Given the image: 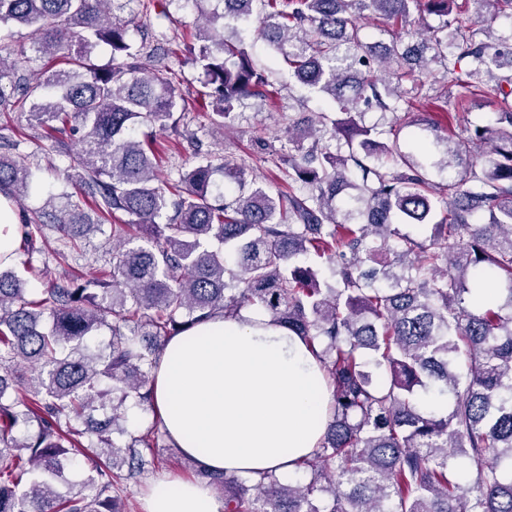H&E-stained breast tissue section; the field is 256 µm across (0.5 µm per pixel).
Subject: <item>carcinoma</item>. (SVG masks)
<instances>
[{
  "label": "carcinoma",
  "instance_id": "cac0c4a2",
  "mask_svg": "<svg viewBox=\"0 0 512 512\" xmlns=\"http://www.w3.org/2000/svg\"><path fill=\"white\" fill-rule=\"evenodd\" d=\"M114 2L0 0V29L29 37L18 49L0 42V110L29 112L59 154L70 146L58 135L79 132L83 201L131 217L112 225L110 280L53 282L31 298L0 271V512H127L120 485L155 467L159 432L117 443L124 402L152 404L170 337L246 306L311 347L331 390L329 420L299 464L306 483L209 476L224 512H512V74L495 73L512 47L491 34L501 13L512 20V0H473L481 8L468 22L446 19L452 0H222L188 47L216 128L234 104L270 95L242 35L224 39L226 21L258 22L298 81L342 114L296 123L286 196L247 186L244 168L224 163L225 184L238 190L231 203L213 196L208 161L159 182L152 142L134 131L163 130L173 117L171 40L159 32L153 65H142L135 16H117ZM414 9L445 22L430 37L413 33ZM364 10L399 28V40L364 45ZM101 43L112 51L104 65L92 57ZM25 57L45 60L33 85L20 73ZM429 62L457 98L491 97L497 110L490 125L424 143L423 165L366 125L357 104L393 111V80ZM377 69L383 76L371 78ZM327 136L343 138L347 154L331 152ZM427 166L450 173L448 183L429 182ZM31 180L24 157L0 151V193L23 197ZM437 191L441 207L430 199ZM49 218L70 253L98 228L71 202L25 220L27 244ZM405 224H429L431 235L412 238ZM310 257L331 265L333 281L301 263ZM485 277L496 296L477 306L473 288ZM102 326L110 340L95 351L87 339ZM427 386L448 398L445 411L417 400ZM76 456L88 463L78 483ZM458 456L474 467L468 481L450 469Z\"/></svg>",
  "mask_w": 512,
  "mask_h": 512
}]
</instances>
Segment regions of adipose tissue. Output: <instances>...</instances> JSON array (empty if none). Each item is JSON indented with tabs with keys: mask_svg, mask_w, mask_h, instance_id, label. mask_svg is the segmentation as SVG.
<instances>
[{
	"mask_svg": "<svg viewBox=\"0 0 512 512\" xmlns=\"http://www.w3.org/2000/svg\"><path fill=\"white\" fill-rule=\"evenodd\" d=\"M154 374L167 435L200 475L156 480L143 512H224L209 474L288 475L324 434L327 391L319 363L299 337L264 314L215 315L172 337Z\"/></svg>",
	"mask_w": 512,
	"mask_h": 512,
	"instance_id": "1",
	"label": "adipose tissue"
}]
</instances>
